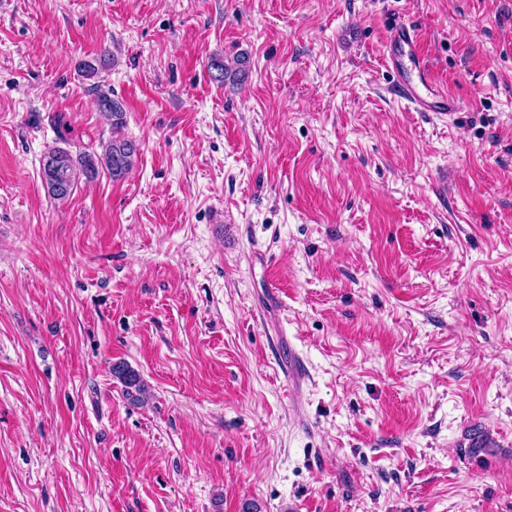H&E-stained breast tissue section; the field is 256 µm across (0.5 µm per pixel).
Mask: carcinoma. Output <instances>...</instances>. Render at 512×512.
<instances>
[{"instance_id":"1","label":"carcinoma","mask_w":512,"mask_h":512,"mask_svg":"<svg viewBox=\"0 0 512 512\" xmlns=\"http://www.w3.org/2000/svg\"><path fill=\"white\" fill-rule=\"evenodd\" d=\"M110 65L106 57L85 60L80 64L82 76L95 79L102 69ZM98 107L104 112L112 125V139L100 155L89 151H72L60 147L49 149L42 160V179L51 197L65 200L77 187L80 178L92 180L99 170L105 169L114 180L123 179L133 168L137 156L136 144L122 136L121 129L125 124V112L122 105L106 94L98 98ZM112 376L120 381L128 400L141 405L146 392L145 384L138 371L128 363L119 361L112 365Z\"/></svg>"}]
</instances>
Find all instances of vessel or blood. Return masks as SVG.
Instances as JSON below:
<instances>
[{
	"label": "vessel or blood",
	"mask_w": 512,
	"mask_h": 512,
	"mask_svg": "<svg viewBox=\"0 0 512 512\" xmlns=\"http://www.w3.org/2000/svg\"><path fill=\"white\" fill-rule=\"evenodd\" d=\"M385 62L394 75L399 95L418 112H431L449 118L459 112L462 103L451 91L431 80L413 27L399 25L386 45Z\"/></svg>",
	"instance_id": "obj_1"
}]
</instances>
